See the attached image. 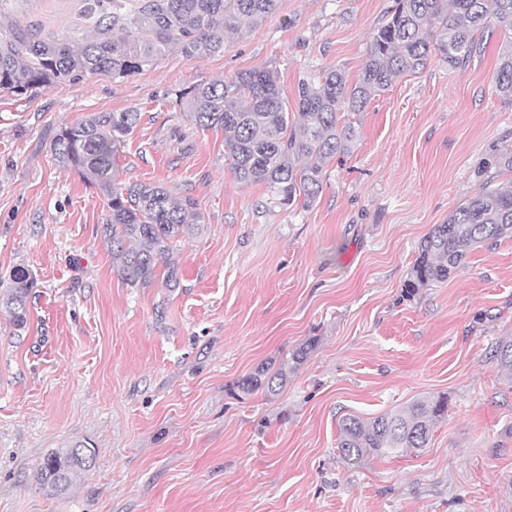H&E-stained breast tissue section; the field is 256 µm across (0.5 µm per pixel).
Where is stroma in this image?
<instances>
[{"instance_id":"35a3bbf8","label":"stroma","mask_w":512,"mask_h":512,"mask_svg":"<svg viewBox=\"0 0 512 512\" xmlns=\"http://www.w3.org/2000/svg\"><path fill=\"white\" fill-rule=\"evenodd\" d=\"M394 0H278L257 26L197 59L174 52L120 79L0 93V281L35 280L30 329L0 313V512H512V382L493 349L512 336V238L474 249L448 281L407 293L420 241L512 150V100L494 89L503 36L462 67L439 55L362 112L309 209L239 184L222 132L176 103L200 81L270 68L288 95L339 68L356 81ZM88 0H0L42 39L92 30ZM140 112L124 182L194 197L202 233L178 243L180 286H133L103 239L102 194L59 169L58 130L92 112ZM305 361L286 385L242 392L261 367ZM448 399L427 448L352 465L339 421ZM95 453L71 489L37 481L47 454Z\"/></svg>"}]
</instances>
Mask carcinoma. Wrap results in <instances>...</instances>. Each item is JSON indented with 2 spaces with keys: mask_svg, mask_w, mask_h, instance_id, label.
Returning <instances> with one entry per match:
<instances>
[{
  "mask_svg": "<svg viewBox=\"0 0 512 512\" xmlns=\"http://www.w3.org/2000/svg\"><path fill=\"white\" fill-rule=\"evenodd\" d=\"M278 0H90L94 31L83 38L42 40L0 18V92L24 94L85 76L125 78L171 51L206 58L224 49V34L255 26L276 10ZM499 29L507 34L494 73L496 93L512 99V0H395L391 17L374 29L361 75L348 81L330 70L299 84L293 108L277 75L264 68L218 81H200L177 98L190 125L224 132L231 169L243 185L263 184L282 206H314L330 161L347 153L356 139L340 124L341 112H363L394 79L422 69L432 52L450 68L466 64L480 50L475 35ZM140 113L97 112L62 127L51 143L57 164L75 171L105 198L108 210L101 232L112 244L119 276L134 286L158 281L180 286L173 247L203 230L195 198L174 197L162 184L119 179L121 144L132 134ZM512 172V153L495 154L482 172ZM512 238V184L487 185L466 199L443 224L421 240L405 289L448 280L464 268L476 247ZM34 288L29 269L18 266L0 311L18 336L27 329V303ZM498 371L512 381V336L495 347ZM287 373L261 368L243 379L247 392L283 386ZM448 412V398L433 396L374 419L347 417L339 424L338 448L352 464L366 456L399 457L427 447L437 421ZM93 456L76 446L48 454L38 482L49 495L68 491L75 472L89 468Z\"/></svg>",
  "mask_w": 512,
  "mask_h": 512,
  "instance_id": "obj_1",
  "label": "carcinoma"
}]
</instances>
